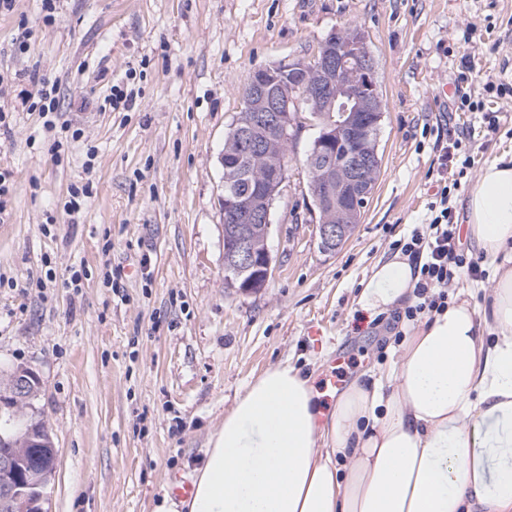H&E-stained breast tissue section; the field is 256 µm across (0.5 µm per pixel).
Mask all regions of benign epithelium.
<instances>
[{"label": "benign epithelium", "instance_id": "obj_1", "mask_svg": "<svg viewBox=\"0 0 512 512\" xmlns=\"http://www.w3.org/2000/svg\"><path fill=\"white\" fill-rule=\"evenodd\" d=\"M343 29L334 28L320 43L317 54L318 80L309 87L307 96L324 106V111L337 113L319 122L312 159L317 161V178L311 184L313 203L320 207L337 209L339 222L318 225L322 246L336 250V244L345 239L343 224L357 217L350 209L351 199L371 194L373 183L368 173L377 161L378 150L363 151L364 142L378 132L384 113L377 109L379 85L377 66L364 33L359 32L340 41ZM356 63L363 82L348 88L342 97L333 98L329 89L341 71ZM309 69V59L293 58L256 70L249 81L248 94L260 103V107L241 117V140L245 153L268 154V145L274 139L285 140L297 129L290 105L295 102L288 88ZM344 133L351 162L345 167L325 158L326 152L336 140V131ZM286 175L285 162L272 160L265 175V186L256 195L245 198L227 193L222 198L224 213L240 217L238 224L224 225V276L230 283H239L246 292H256L267 286L272 273V256L268 248L257 250L253 232L261 225L270 223L271 209L276 193ZM349 188V194H338L337 182ZM35 374L20 369L12 371L14 390L24 394L32 386ZM51 461L44 466H29L22 454L13 450L0 452V505L11 512H46L45 490L56 469V448H50Z\"/></svg>", "mask_w": 512, "mask_h": 512}]
</instances>
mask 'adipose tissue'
Here are the masks:
<instances>
[{
	"label": "adipose tissue",
	"mask_w": 512,
	"mask_h": 512,
	"mask_svg": "<svg viewBox=\"0 0 512 512\" xmlns=\"http://www.w3.org/2000/svg\"><path fill=\"white\" fill-rule=\"evenodd\" d=\"M465 222L494 263L488 305L460 288L327 415L299 370L263 371L210 437L186 512H512V156L482 167ZM415 282L394 255L360 305L413 304Z\"/></svg>",
	"instance_id": "ef3b65f1"
}]
</instances>
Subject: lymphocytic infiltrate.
I'll return each mask as SVG.
<instances>
[{"instance_id":"lymphocytic-infiltrate-1","label":"lymphocytic infiltrate","mask_w":512,"mask_h":512,"mask_svg":"<svg viewBox=\"0 0 512 512\" xmlns=\"http://www.w3.org/2000/svg\"><path fill=\"white\" fill-rule=\"evenodd\" d=\"M434 147L440 177L435 199L429 205L431 218L428 223L414 227L400 247L419 275L416 301L404 314L394 315L397 323L444 308L448 287L458 271H467L475 279L484 274L482 258L469 256L461 244L460 226L450 203L475 162L474 133L469 127H458L448 140H436Z\"/></svg>"}]
</instances>
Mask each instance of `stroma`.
Instances as JSON below:
<instances>
[{
  "label": "stroma",
  "mask_w": 512,
  "mask_h": 512,
  "mask_svg": "<svg viewBox=\"0 0 512 512\" xmlns=\"http://www.w3.org/2000/svg\"><path fill=\"white\" fill-rule=\"evenodd\" d=\"M17 0L0 15V104L56 88L59 120L80 129L63 161L44 141V118L14 113L0 131V170L15 194L0 223V372L32 368L33 406L53 435L49 512H157L166 479L191 478L203 448L250 379L282 362L322 384L387 366L386 328L358 299L373 267L413 225L429 221L433 144L481 114L440 101L462 57L467 89L500 125L468 172L512 152V0ZM342 24L361 27L378 62L384 104L380 174L360 224L323 250L303 160L315 136L289 143L273 204L266 288L224 279V138L253 71L307 57ZM472 41L461 42L464 30ZM27 42L26 52L13 48ZM133 105L110 111L111 86ZM93 171H86V162ZM93 179L79 217L64 209L71 184ZM50 232H43L47 216ZM81 286L64 284L70 268ZM57 277L46 280L47 269ZM120 270L116 285L105 269Z\"/></svg>",
  "instance_id": "obj_1"
}]
</instances>
